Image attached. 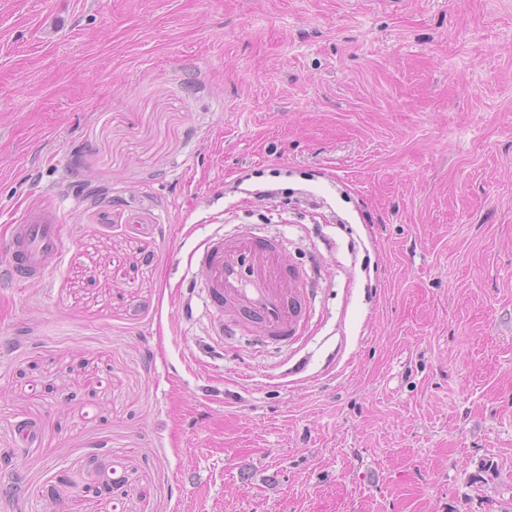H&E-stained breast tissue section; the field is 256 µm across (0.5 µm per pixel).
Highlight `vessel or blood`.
Segmentation results:
<instances>
[{
	"label": "vessel or blood",
	"mask_w": 512,
	"mask_h": 512,
	"mask_svg": "<svg viewBox=\"0 0 512 512\" xmlns=\"http://www.w3.org/2000/svg\"><path fill=\"white\" fill-rule=\"evenodd\" d=\"M62 216L53 206L24 211L10 235L0 240L16 283H41L49 265L61 255ZM199 265L210 301L217 312L215 335H223L224 308H231L257 335L293 336L305 312L304 276L288 269L277 238L255 230L224 237L217 234L201 246Z\"/></svg>",
	"instance_id": "b4317fda"
}]
</instances>
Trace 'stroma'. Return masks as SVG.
Segmentation results:
<instances>
[{
    "instance_id": "35a3bbf8",
    "label": "stroma",
    "mask_w": 512,
    "mask_h": 512,
    "mask_svg": "<svg viewBox=\"0 0 512 512\" xmlns=\"http://www.w3.org/2000/svg\"><path fill=\"white\" fill-rule=\"evenodd\" d=\"M35 204L0 512H512V0H0V236ZM256 228L286 343L210 333ZM62 223L59 209L44 205L26 209L20 223L12 224L10 235L0 242L12 280L22 285L44 280L48 266L61 255ZM199 265L216 310L214 334L224 335V305L258 336L288 338L305 312L303 275L281 259L279 240L263 231L224 238L216 234L201 245Z\"/></svg>"
}]
</instances>
